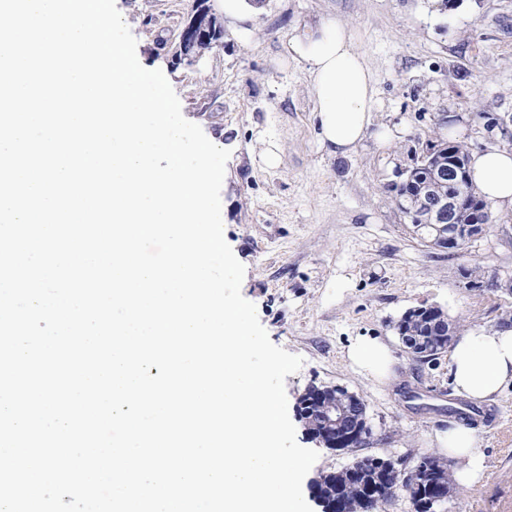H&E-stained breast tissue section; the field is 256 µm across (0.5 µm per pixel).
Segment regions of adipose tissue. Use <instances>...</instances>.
I'll return each instance as SVG.
<instances>
[{"label": "adipose tissue", "instance_id": "adipose-tissue-1", "mask_svg": "<svg viewBox=\"0 0 512 512\" xmlns=\"http://www.w3.org/2000/svg\"><path fill=\"white\" fill-rule=\"evenodd\" d=\"M292 49L307 65L316 100L317 137L335 155L353 150L366 136L375 97L373 74L356 51L343 24L326 22L311 34L296 35ZM472 181L492 209H512V150L490 146L474 152ZM351 364L376 378L390 376L391 354L378 339L362 337L347 351ZM452 384L462 397L483 401L512 385V329L468 333L450 350ZM437 443L457 460L455 476L464 485L476 482L483 457L471 428L458 426L438 436Z\"/></svg>", "mask_w": 512, "mask_h": 512}]
</instances>
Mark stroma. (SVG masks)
Instances as JSON below:
<instances>
[{"instance_id":"1","label":"stroma","mask_w":512,"mask_h":512,"mask_svg":"<svg viewBox=\"0 0 512 512\" xmlns=\"http://www.w3.org/2000/svg\"><path fill=\"white\" fill-rule=\"evenodd\" d=\"M137 53L166 73L183 116L229 149L221 189L224 238L245 267L241 293L270 340L302 357L285 381L290 419L313 384L366 401L375 441L319 448L309 471L376 455L412 468L440 456L438 433L461 425L465 400L449 357L406 354L390 327L405 310L438 305L463 332L501 327L512 294L467 289L462 267L512 272V210L462 253L425 247L404 224L387 183L427 141L452 137L475 152L512 146V0H257L247 19L208 0L223 34L193 65L173 57L196 0H115ZM346 25L376 88L370 133L331 156L316 135L317 104L293 37L327 21ZM276 152L275 166L263 162ZM359 336L385 341L391 376L377 382L346 359ZM471 428L484 457L476 485L455 486L438 512H512V387L480 404Z\"/></svg>"}]
</instances>
